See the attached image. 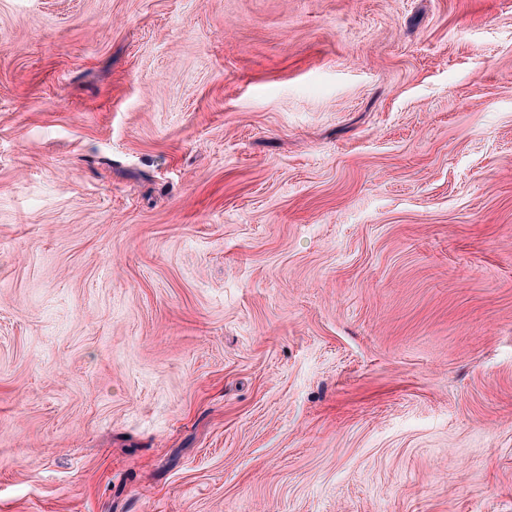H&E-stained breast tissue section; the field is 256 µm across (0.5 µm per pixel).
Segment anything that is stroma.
<instances>
[{
    "mask_svg": "<svg viewBox=\"0 0 512 512\" xmlns=\"http://www.w3.org/2000/svg\"><path fill=\"white\" fill-rule=\"evenodd\" d=\"M0 512H512V0H0Z\"/></svg>",
    "mask_w": 512,
    "mask_h": 512,
    "instance_id": "35a3bbf8",
    "label": "stroma"
}]
</instances>
